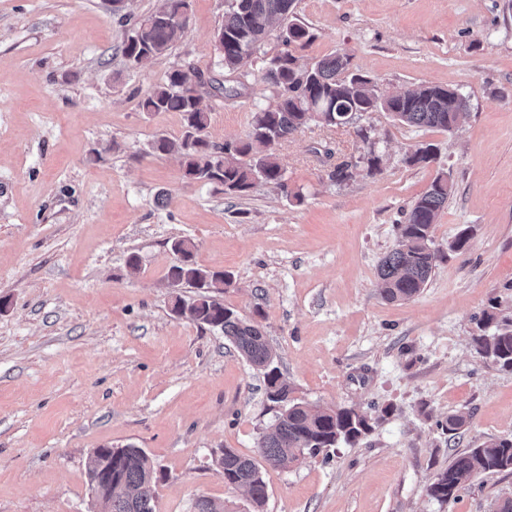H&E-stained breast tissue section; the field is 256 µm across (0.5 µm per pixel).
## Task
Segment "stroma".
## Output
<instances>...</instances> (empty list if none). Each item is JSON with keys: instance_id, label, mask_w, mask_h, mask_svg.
I'll return each instance as SVG.
<instances>
[{"instance_id": "obj_1", "label": "stroma", "mask_w": 512, "mask_h": 512, "mask_svg": "<svg viewBox=\"0 0 512 512\" xmlns=\"http://www.w3.org/2000/svg\"><path fill=\"white\" fill-rule=\"evenodd\" d=\"M158 5L0 0V512H95L88 456L127 445L162 471L157 512H195L201 497L253 512L217 459L225 448L258 457L275 412L222 331L173 312L174 296L194 298L167 286L182 238L199 265L230 276L220 302L263 327L295 399L395 408L355 445L262 465L263 512H493L512 473L480 475L448 504L427 489L457 453L512 436V372L473 341L494 331L484 315L512 321V0H296L314 40L270 37L245 82L214 51L225 0H192L182 38L127 68L131 25ZM285 50L303 63L345 52L380 92L426 83L470 106L450 132L385 112L310 126L275 148L283 185L240 197L186 182L176 156L153 151L184 131L179 113L140 108L172 69L223 81L219 98L198 89L208 137L240 141L276 100L263 62ZM422 143L436 160L409 164ZM344 162L352 177L331 181ZM441 174L453 190L433 276L415 298L386 302L378 262ZM462 411L454 443L440 424Z\"/></svg>"}]
</instances>
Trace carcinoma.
Listing matches in <instances>:
<instances>
[{"instance_id": "1", "label": "carcinoma", "mask_w": 512, "mask_h": 512, "mask_svg": "<svg viewBox=\"0 0 512 512\" xmlns=\"http://www.w3.org/2000/svg\"><path fill=\"white\" fill-rule=\"evenodd\" d=\"M224 22L217 29L216 53L224 71L241 72L248 59L280 30L286 45H306L314 38L310 28L294 11L295 0H227ZM191 9V0H162L159 9L138 18L132 34L122 46L128 66L135 69L144 61L165 54L181 38L185 27L176 23L174 13ZM351 56L337 53L310 64H302L285 51L265 60L260 80L277 91L275 104L252 112L247 138L234 143L215 144L206 130L210 116L201 99L190 87L192 80L203 84V72L188 64L173 69L164 83L156 86L141 102L145 112H178L185 131L178 140L165 137L154 142V149L175 154L188 182L223 186L227 195H244L256 182L283 185L285 170L275 146L298 130L310 125L337 127L350 123L355 115L387 112L394 121L417 128L452 130L467 100L457 90L419 84L389 95L378 94L367 76L352 72ZM219 93L224 83L207 82ZM435 159L433 146L422 144L409 156L412 165L427 166ZM451 185L442 175L418 197L404 222L396 225V247L378 264L380 295L387 302L408 301L430 280L438 259L434 247V226L448 202ZM176 261L168 271L169 284L192 288L195 300L186 307L175 296L173 312L189 313L201 326L219 328L241 357L263 375L266 395L279 412L271 430L259 444L261 457L268 464L287 469L308 454L317 455L340 443L353 444L374 430L377 420L351 407H321L289 398L288 381L279 371L277 355L259 325L241 318L217 300L230 280L221 271L197 264L194 244L181 239L171 246ZM480 353L505 370H512V324L506 323L491 335L474 337ZM469 415L460 412L440 423L451 438L461 435ZM90 460L96 468L112 456V489L90 486L99 512H156L154 484L157 468L141 448L128 446L112 452L97 449ZM218 465L224 483L243 488L255 509L267 500L266 483L258 463L231 448L223 450ZM512 472V437L490 441L455 456L448 468L438 472L428 487V495L441 503L456 499V492L475 477L493 472Z\"/></svg>"}]
</instances>
